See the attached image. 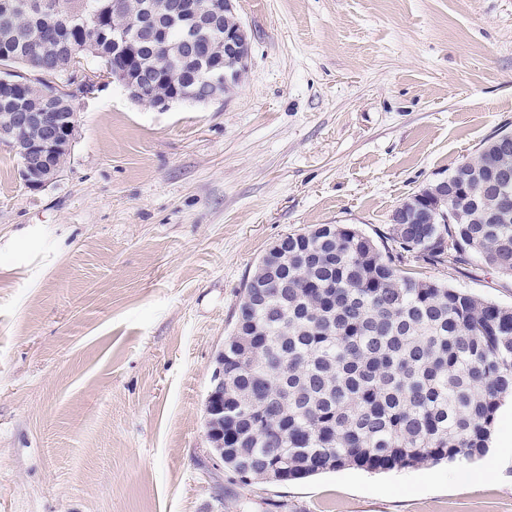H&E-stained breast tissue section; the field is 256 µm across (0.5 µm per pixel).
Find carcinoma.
<instances>
[{
  "label": "carcinoma",
  "mask_w": 512,
  "mask_h": 512,
  "mask_svg": "<svg viewBox=\"0 0 512 512\" xmlns=\"http://www.w3.org/2000/svg\"><path fill=\"white\" fill-rule=\"evenodd\" d=\"M112 0H0V79L15 80L0 113L25 101L61 121H75L66 94L43 96L71 81L81 60L101 70L141 67L173 75L196 66L176 55L183 32L157 0L129 5L135 24L163 38L134 56L112 55V32L93 21ZM72 30L84 52H37L32 30ZM26 68L32 81L14 72ZM207 102L206 86L189 84L172 102ZM463 194L433 200L445 224H408L396 209L374 239L346 224L288 234V250L268 251L250 276L268 284V299L241 297L235 323L247 336L224 337V467L279 482L357 468L385 472L485 457L495 417L512 396V307L418 276L419 265L457 270L477 256L512 276V136L488 140L477 158L460 163Z\"/></svg>",
  "instance_id": "obj_1"
}]
</instances>
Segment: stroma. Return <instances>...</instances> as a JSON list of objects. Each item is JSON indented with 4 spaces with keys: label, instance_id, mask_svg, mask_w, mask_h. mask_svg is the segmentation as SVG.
I'll use <instances>...</instances> for the list:
<instances>
[{
    "label": "stroma",
    "instance_id": "1",
    "mask_svg": "<svg viewBox=\"0 0 512 512\" xmlns=\"http://www.w3.org/2000/svg\"><path fill=\"white\" fill-rule=\"evenodd\" d=\"M223 101L161 111L103 78L56 181L0 143V512H512L496 476L344 469L241 487L208 467L206 398L244 281L321 224L373 236L512 131V0H238ZM445 281L512 306L480 260Z\"/></svg>",
    "mask_w": 512,
    "mask_h": 512
}]
</instances>
